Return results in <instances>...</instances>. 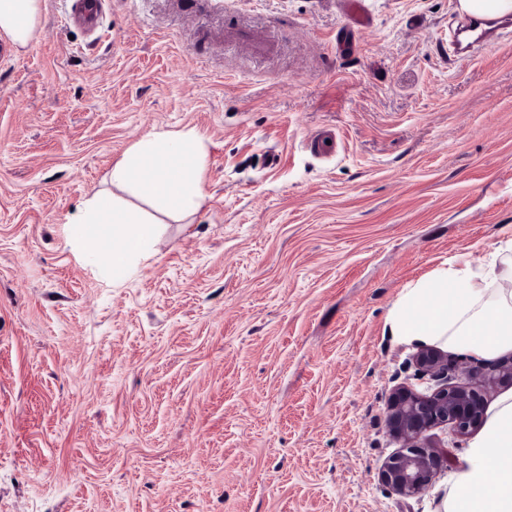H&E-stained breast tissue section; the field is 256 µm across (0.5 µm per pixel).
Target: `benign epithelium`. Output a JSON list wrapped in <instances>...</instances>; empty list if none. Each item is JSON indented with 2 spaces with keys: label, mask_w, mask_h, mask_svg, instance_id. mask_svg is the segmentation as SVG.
<instances>
[{
  "label": "benign epithelium",
  "mask_w": 512,
  "mask_h": 512,
  "mask_svg": "<svg viewBox=\"0 0 512 512\" xmlns=\"http://www.w3.org/2000/svg\"><path fill=\"white\" fill-rule=\"evenodd\" d=\"M415 376L427 383L423 391L399 386L391 394L387 427L401 442L381 470V480L398 494L411 497L425 491L448 452L428 441V432L449 426L464 437L478 427L485 396L494 387L512 385V357L480 362L466 355L448 359V353L422 346L413 355Z\"/></svg>",
  "instance_id": "benign-epithelium-1"
}]
</instances>
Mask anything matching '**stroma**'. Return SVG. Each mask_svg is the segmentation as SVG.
Masks as SVG:
<instances>
[{
	"label": "stroma",
	"instance_id": "35a3bbf8",
	"mask_svg": "<svg viewBox=\"0 0 512 512\" xmlns=\"http://www.w3.org/2000/svg\"><path fill=\"white\" fill-rule=\"evenodd\" d=\"M72 4L0 32V512H437L469 440L431 430L418 496L381 482L415 352L386 318L512 236V32L452 52L457 0ZM183 128L207 201L112 285L65 226Z\"/></svg>",
	"mask_w": 512,
	"mask_h": 512
}]
</instances>
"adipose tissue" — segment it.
Masks as SVG:
<instances>
[{"label": "adipose tissue", "instance_id": "obj_1", "mask_svg": "<svg viewBox=\"0 0 512 512\" xmlns=\"http://www.w3.org/2000/svg\"><path fill=\"white\" fill-rule=\"evenodd\" d=\"M41 0H0V32L28 47L41 24ZM205 139L195 129L151 133L135 141L109 172L110 190L88 198L65 228L80 259L98 261L121 284L153 251L161 217L185 220L207 199ZM389 334L491 357L512 349V237L481 264L459 259L402 289ZM441 512H512V395L495 404L449 479Z\"/></svg>", "mask_w": 512, "mask_h": 512}]
</instances>
